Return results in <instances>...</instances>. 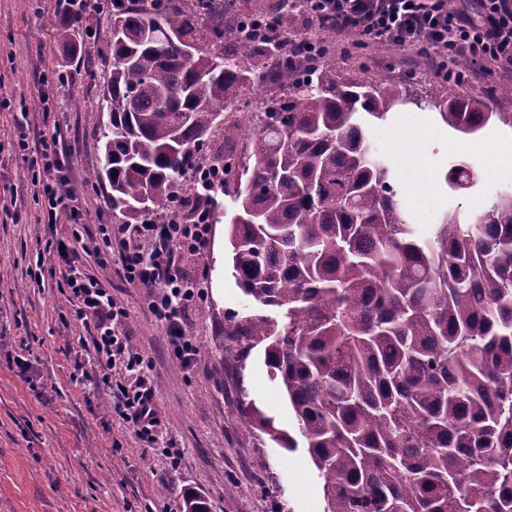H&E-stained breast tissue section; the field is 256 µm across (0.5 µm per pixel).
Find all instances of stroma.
<instances>
[{
	"label": "stroma",
	"instance_id": "35a3bbf8",
	"mask_svg": "<svg viewBox=\"0 0 512 512\" xmlns=\"http://www.w3.org/2000/svg\"><path fill=\"white\" fill-rule=\"evenodd\" d=\"M111 27L107 7L75 19L65 16L60 0H0V512H183L190 491L205 499L208 512H324L323 483L305 448L288 451L263 433L241 431L247 402L279 428L294 430L295 422L260 349L242 354L224 334L225 314L260 311L231 275L226 224L211 225L203 250L180 255L183 276L200 284L183 321L199 347L188 367L174 357L148 289L91 257L80 261L82 270L111 283L126 311L117 329L142 363L139 373L119 367L114 376L124 383L140 376L151 387L162 415L152 448L112 412L105 390L77 382L80 370L95 366L87 330L55 280L40 285L28 275L40 259L60 265L46 244L73 228L65 218L52 229L44 224L42 199L31 184L36 155H21L20 135L32 144L58 136L63 176L79 190L88 245L100 243L99 225L113 221L107 190L94 181L102 154L96 107L112 60L105 47L84 37ZM417 61L385 45L332 43V62L344 80L363 70L396 79L418 69L427 84L442 82L433 66ZM403 115L399 109L374 124L371 142L390 164L403 212L421 235L448 211H481L499 192L512 190V177L486 172L479 154L450 148L508 141L511 128L492 124L463 135L448 130L437 112L418 111L429 129L412 145L425 166L420 178L395 149ZM459 160L480 170L476 188L454 191L446 184L450 164ZM15 356L30 362L32 382L8 365ZM169 446L176 458L163 455Z\"/></svg>",
	"mask_w": 512,
	"mask_h": 512
}]
</instances>
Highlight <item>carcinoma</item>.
<instances>
[{"mask_svg":"<svg viewBox=\"0 0 512 512\" xmlns=\"http://www.w3.org/2000/svg\"><path fill=\"white\" fill-rule=\"evenodd\" d=\"M235 8L112 0L96 174L112 212L174 221L180 181L224 127L229 266L267 311L225 316V335L262 348L297 436L253 403L244 432L287 451L303 442L325 512H512V192L419 236L369 126L419 104L420 74L340 83L332 66L288 58V0L204 23ZM273 59L281 94L253 112L248 94ZM448 83L428 99L448 128H512V87L477 97ZM445 181L468 190L478 173L459 161Z\"/></svg>","mask_w":512,"mask_h":512,"instance_id":"cac0c4a2","label":"carcinoma"}]
</instances>
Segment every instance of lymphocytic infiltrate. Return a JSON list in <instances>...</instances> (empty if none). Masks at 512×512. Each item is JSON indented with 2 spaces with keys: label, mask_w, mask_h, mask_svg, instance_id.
<instances>
[{
  "label": "lymphocytic infiltrate",
  "mask_w": 512,
  "mask_h": 512,
  "mask_svg": "<svg viewBox=\"0 0 512 512\" xmlns=\"http://www.w3.org/2000/svg\"><path fill=\"white\" fill-rule=\"evenodd\" d=\"M477 12L449 7L448 0H302L306 13L318 22L332 25L337 36L356 47L385 44L404 53L427 54L441 74L452 73L459 61L466 60L488 75L512 72V0H479ZM39 159L31 181L42 197L44 222L59 224L61 217L76 221L80 209L75 195L60 175L57 141L42 139L36 151ZM134 232L140 246L126 240H113L110 225L100 227L101 246L92 253L99 267L118 265L122 278L151 291L150 307L165 326L172 351L184 365L198 355L195 340L182 328V316L193 299L195 285L180 274L177 253L198 250L206 242L208 217L197 210L189 224H137ZM80 231L59 239L54 248L67 270L61 281L75 316L86 325L98 366L90 378L96 384L115 386L113 410L132 426L145 442L156 443L161 424L153 392L145 382L135 386L113 385L114 354H126L127 370L140 366L139 355H127V339L118 335L113 323L125 317L111 291L102 282L76 268L80 257Z\"/></svg>",
  "instance_id": "1"
}]
</instances>
